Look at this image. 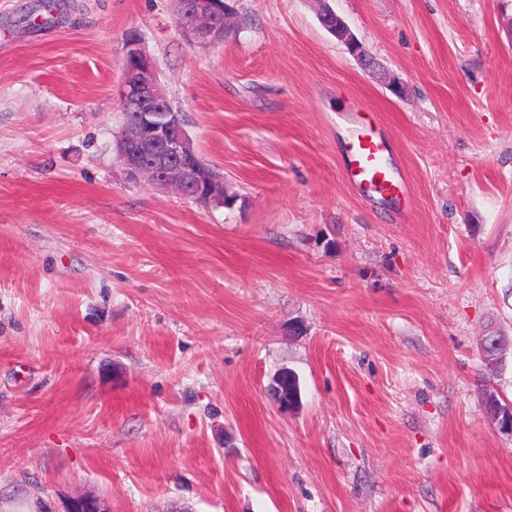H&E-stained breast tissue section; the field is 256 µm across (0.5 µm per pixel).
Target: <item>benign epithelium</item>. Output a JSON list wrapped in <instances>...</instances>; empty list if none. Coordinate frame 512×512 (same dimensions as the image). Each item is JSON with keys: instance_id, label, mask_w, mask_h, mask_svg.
Masks as SVG:
<instances>
[{"instance_id": "1", "label": "benign epithelium", "mask_w": 512, "mask_h": 512, "mask_svg": "<svg viewBox=\"0 0 512 512\" xmlns=\"http://www.w3.org/2000/svg\"><path fill=\"white\" fill-rule=\"evenodd\" d=\"M176 2L178 28L186 45L206 46L224 41V24L232 14V7L224 0ZM319 21L324 29L346 36L350 54L363 57L355 34L334 10L321 13ZM121 100L123 125L115 140V152L126 177L131 181H146L158 189L171 188L209 204H224V180L215 177L199 161L184 123L167 98L153 59L135 35L126 41ZM511 346V338L488 329L480 344L483 364L493 367ZM65 512L109 510L100 499L86 496L71 500Z\"/></svg>"}]
</instances>
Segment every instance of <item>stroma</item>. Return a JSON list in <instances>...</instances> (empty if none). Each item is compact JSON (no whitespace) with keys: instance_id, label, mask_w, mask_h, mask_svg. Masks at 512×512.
Instances as JSON below:
<instances>
[{"instance_id":"35a3bbf8","label":"stroma","mask_w":512,"mask_h":512,"mask_svg":"<svg viewBox=\"0 0 512 512\" xmlns=\"http://www.w3.org/2000/svg\"><path fill=\"white\" fill-rule=\"evenodd\" d=\"M0 0V512H512V0H236L187 46L174 0ZM138 33L236 199L128 180ZM389 135L406 201L343 180ZM290 369L301 402L269 386ZM60 7L57 1H37L21 22L29 28H51L58 23ZM319 21L327 31L332 30L335 31L336 34L344 33L347 40L345 46L350 54L358 58H362L364 56V52L361 53V48L355 34L352 32L347 22L332 8L321 13L319 15ZM511 346V338L501 336L494 328H489L482 336L480 344V356L483 364L488 368H493L498 357Z\"/></svg>"}]
</instances>
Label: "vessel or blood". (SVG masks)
I'll return each instance as SVG.
<instances>
[{
  "label": "vessel or blood",
  "mask_w": 512,
  "mask_h": 512,
  "mask_svg": "<svg viewBox=\"0 0 512 512\" xmlns=\"http://www.w3.org/2000/svg\"><path fill=\"white\" fill-rule=\"evenodd\" d=\"M389 139L380 132L355 127L345 143L342 172L360 195L398 198L408 195L405 178L390 166Z\"/></svg>",
  "instance_id": "b4317fda"
}]
</instances>
